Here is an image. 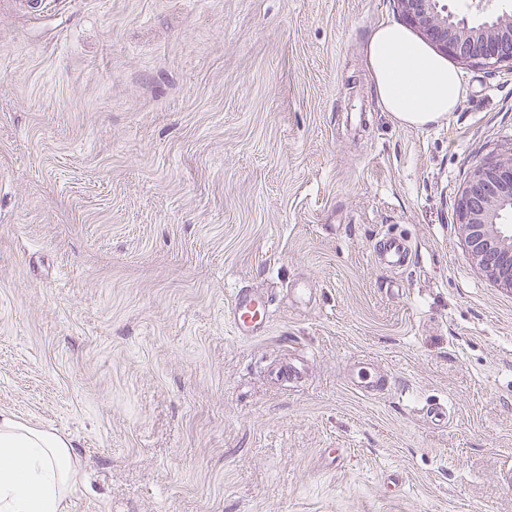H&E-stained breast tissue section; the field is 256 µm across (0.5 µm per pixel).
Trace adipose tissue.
<instances>
[{
  "instance_id": "1",
  "label": "adipose tissue",
  "mask_w": 512,
  "mask_h": 512,
  "mask_svg": "<svg viewBox=\"0 0 512 512\" xmlns=\"http://www.w3.org/2000/svg\"><path fill=\"white\" fill-rule=\"evenodd\" d=\"M364 55L381 106L401 124L441 123L466 94L459 72L399 24H379ZM77 475L71 437L0 411V512H64Z\"/></svg>"
}]
</instances>
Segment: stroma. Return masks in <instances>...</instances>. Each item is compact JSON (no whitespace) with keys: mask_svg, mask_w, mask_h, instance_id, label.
Returning a JSON list of instances; mask_svg holds the SVG:
<instances>
[{"mask_svg":"<svg viewBox=\"0 0 512 512\" xmlns=\"http://www.w3.org/2000/svg\"><path fill=\"white\" fill-rule=\"evenodd\" d=\"M400 20L0 0V409L73 438L67 512H512V291L458 212L512 147V67L459 66L456 112L399 124L364 45ZM242 288L273 310L249 341ZM380 253L392 268L407 264L409 247L402 238L388 237L380 245ZM230 318L235 334L252 339L265 333L270 323V300L261 292L239 289L231 304Z\"/></svg>","mask_w":512,"mask_h":512,"instance_id":"35a3bbf8","label":"stroma"}]
</instances>
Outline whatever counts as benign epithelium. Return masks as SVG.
<instances>
[{"instance_id": "obj_1", "label": "benign epithelium", "mask_w": 512, "mask_h": 512, "mask_svg": "<svg viewBox=\"0 0 512 512\" xmlns=\"http://www.w3.org/2000/svg\"><path fill=\"white\" fill-rule=\"evenodd\" d=\"M404 23L437 52L464 65H512V15L491 12L473 25L443 0H397ZM512 152L477 166L463 189L459 221L473 260L498 286L512 291Z\"/></svg>"}]
</instances>
